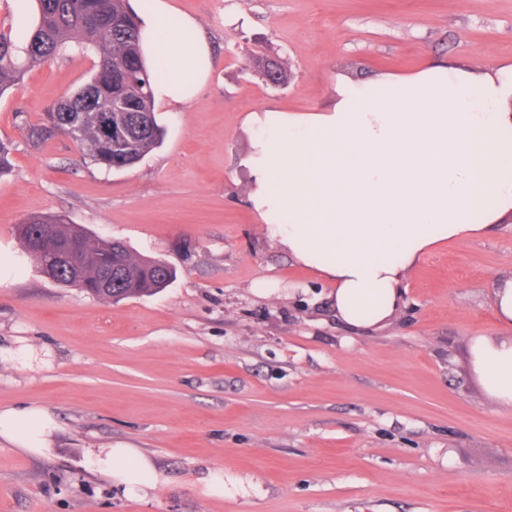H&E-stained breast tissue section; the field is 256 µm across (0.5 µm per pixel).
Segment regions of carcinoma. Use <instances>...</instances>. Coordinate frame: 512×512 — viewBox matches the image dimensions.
<instances>
[{
    "label": "carcinoma",
    "instance_id": "1",
    "mask_svg": "<svg viewBox=\"0 0 512 512\" xmlns=\"http://www.w3.org/2000/svg\"><path fill=\"white\" fill-rule=\"evenodd\" d=\"M35 21L18 50L12 30L0 27V96L21 80L23 74L47 61L69 43L100 51L96 72L87 85L95 94V106L81 107L76 91L44 112L35 123L23 121L31 138L45 141L53 137L52 125L63 131L73 111L80 117V139L92 162L108 169H121L142 160L160 146L163 130L154 112L150 75L143 68L138 31L126 0H34ZM122 99L132 111L125 112L127 136L116 143L99 124L100 110ZM150 114L151 127L139 128V117ZM50 229L56 241L80 239L90 261L77 274L59 266L60 284L112 301L149 295L166 287L173 277L170 267L156 259L136 258L120 240H92L78 226L59 215L31 216L17 225L27 254L37 263L51 264L53 253L36 250L37 237ZM112 269V288L98 287L106 269Z\"/></svg>",
    "mask_w": 512,
    "mask_h": 512
}]
</instances>
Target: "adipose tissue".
I'll return each instance as SVG.
<instances>
[{
  "mask_svg": "<svg viewBox=\"0 0 512 512\" xmlns=\"http://www.w3.org/2000/svg\"><path fill=\"white\" fill-rule=\"evenodd\" d=\"M141 56L157 72L154 100L199 98L213 69L197 18L170 0H133ZM240 165L263 236L333 283L331 305L354 331L385 324L407 272L437 246L512 221V65L430 63L410 74L341 76L312 112L263 108ZM475 377L512 411V336L473 340ZM56 422L37 405L0 409V440L30 454L52 448ZM98 471L134 492L155 485L153 460L118 441Z\"/></svg>",
  "mask_w": 512,
  "mask_h": 512,
  "instance_id": "1",
  "label": "adipose tissue"
}]
</instances>
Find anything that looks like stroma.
Masks as SVG:
<instances>
[{
	"label": "stroma",
	"mask_w": 512,
	"mask_h": 512,
	"mask_svg": "<svg viewBox=\"0 0 512 512\" xmlns=\"http://www.w3.org/2000/svg\"><path fill=\"white\" fill-rule=\"evenodd\" d=\"M214 46L199 100L157 113L161 147L122 170L63 136L19 126L93 76L70 47L0 97V408L38 404L48 455L0 443V512H512V412L471 371L478 336H512L494 306L512 272V223L435 248L403 304L349 333L330 284L268 242L238 166L244 113L324 107L339 73L405 74L427 62H512V0H171ZM277 56L274 88L253 70ZM61 215L91 239L165 261L172 282L118 303L63 287L15 231ZM269 285L260 293L258 281ZM118 440L153 458L155 487L128 495L90 452ZM224 472L223 496L206 493Z\"/></svg>",
	"instance_id": "stroma-1"
}]
</instances>
